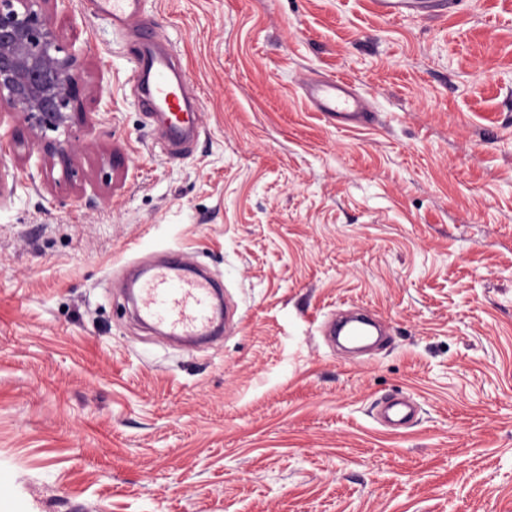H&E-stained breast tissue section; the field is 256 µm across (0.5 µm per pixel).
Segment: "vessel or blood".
<instances>
[{
	"mask_svg": "<svg viewBox=\"0 0 512 512\" xmlns=\"http://www.w3.org/2000/svg\"><path fill=\"white\" fill-rule=\"evenodd\" d=\"M142 0H92L96 18L122 32L134 47L135 92L142 108L163 126L161 149L168 155L188 153L199 131L200 101L189 88L188 78L177 62L161 29L140 19ZM462 0H367L369 11L383 19L412 15L437 19L454 11ZM303 91L314 111L339 129L371 124L374 115L364 100L341 78L312 80ZM135 303L142 321L160 327L163 336L207 340L216 334L213 305L214 281L190 272L181 255L168 251L163 262L143 270L135 281ZM415 403L392 397L376 410L379 423L400 429L413 422Z\"/></svg>",
	"mask_w": 512,
	"mask_h": 512,
	"instance_id": "b4317fda",
	"label": "vessel or blood"
}]
</instances>
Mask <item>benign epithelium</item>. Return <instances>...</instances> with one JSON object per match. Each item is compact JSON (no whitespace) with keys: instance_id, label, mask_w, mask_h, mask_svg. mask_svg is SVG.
<instances>
[{"instance_id":"7a95c632","label":"benign epithelium","mask_w":512,"mask_h":512,"mask_svg":"<svg viewBox=\"0 0 512 512\" xmlns=\"http://www.w3.org/2000/svg\"><path fill=\"white\" fill-rule=\"evenodd\" d=\"M42 2L0 0V104L15 110L34 138L62 130L64 138L45 143L44 152L67 171L75 151L71 129L78 120L70 107L80 76L76 58L59 55L58 36Z\"/></svg>"}]
</instances>
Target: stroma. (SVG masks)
<instances>
[{
	"label": "stroma",
	"mask_w": 512,
	"mask_h": 512,
	"mask_svg": "<svg viewBox=\"0 0 512 512\" xmlns=\"http://www.w3.org/2000/svg\"><path fill=\"white\" fill-rule=\"evenodd\" d=\"M81 73L65 177L0 106V512H512V0H144L203 103L184 156L89 0H44ZM376 114L339 130L306 79ZM224 284L212 345L161 344L129 265ZM375 310L380 351H336ZM392 394L404 432L376 420ZM462 0H367L369 11L383 19L412 15L437 19L454 11ZM417 413L415 403L402 397H391L377 408L376 420L389 428L400 429L413 422Z\"/></svg>",
	"instance_id": "stroma-1"
}]
</instances>
